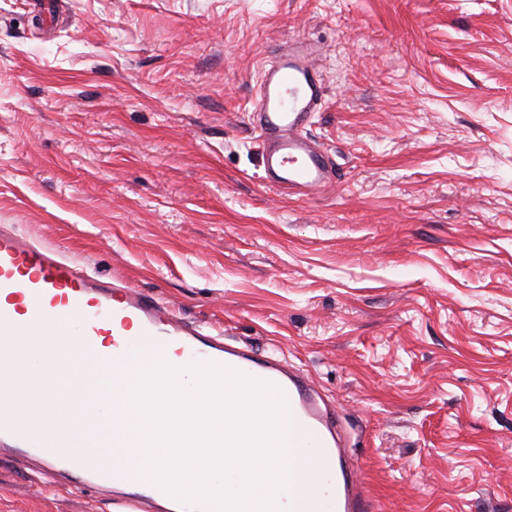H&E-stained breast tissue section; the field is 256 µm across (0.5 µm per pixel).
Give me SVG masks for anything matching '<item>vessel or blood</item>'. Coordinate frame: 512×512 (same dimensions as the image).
Listing matches in <instances>:
<instances>
[{
    "label": "vessel or blood",
    "mask_w": 512,
    "mask_h": 512,
    "mask_svg": "<svg viewBox=\"0 0 512 512\" xmlns=\"http://www.w3.org/2000/svg\"><path fill=\"white\" fill-rule=\"evenodd\" d=\"M314 46L291 38L280 46L261 73L253 110V130L266 147V182L309 198L337 184L328 157L304 130L324 97ZM65 324L79 340L82 382L71 400L100 413L95 388L111 374L114 393L126 389L124 371L140 360L162 355L174 367L212 362L282 390L295 437L306 449L313 483L288 487L275 496L278 512H372L371 495L356 466L342 450L335 411L322 407L308 378L248 347L225 343L223 334L173 315L157 296L126 279L102 280L85 266L0 225V336H37ZM65 433L38 424L14 406H0V456L33 459L59 476L112 498L116 512H141L166 500V512H196L185 501L166 495L139 478L132 467L103 466L91 453L68 449Z\"/></svg>",
    "instance_id": "b4317fda"
}]
</instances>
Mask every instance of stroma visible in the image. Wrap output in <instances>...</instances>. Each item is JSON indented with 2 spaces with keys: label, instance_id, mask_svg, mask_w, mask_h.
<instances>
[{
  "label": "stroma",
  "instance_id": "35a3bbf8",
  "mask_svg": "<svg viewBox=\"0 0 512 512\" xmlns=\"http://www.w3.org/2000/svg\"><path fill=\"white\" fill-rule=\"evenodd\" d=\"M0 0V224L334 406L374 512H512V0ZM319 49L328 194L265 184L261 68ZM0 512H114L0 458Z\"/></svg>",
  "mask_w": 512,
  "mask_h": 512
}]
</instances>
